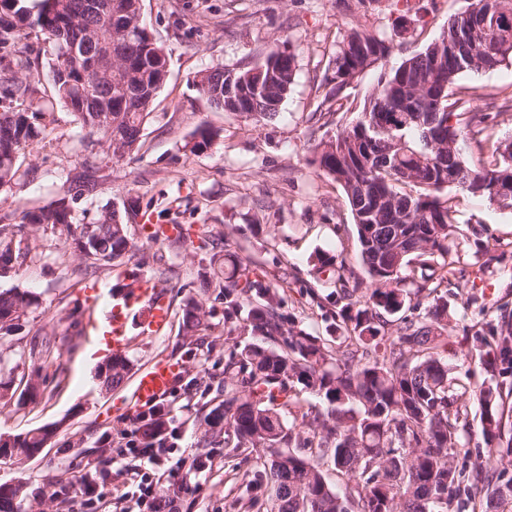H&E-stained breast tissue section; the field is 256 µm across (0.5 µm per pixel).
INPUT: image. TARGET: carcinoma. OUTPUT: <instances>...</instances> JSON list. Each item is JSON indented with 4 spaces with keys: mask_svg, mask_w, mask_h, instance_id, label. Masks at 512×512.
Masks as SVG:
<instances>
[{
    "mask_svg": "<svg viewBox=\"0 0 512 512\" xmlns=\"http://www.w3.org/2000/svg\"><path fill=\"white\" fill-rule=\"evenodd\" d=\"M142 0H0V88L21 108L0 113V187L15 183L22 151L42 139L55 122L42 103L36 84L23 77L32 67V33L53 44L56 63L49 66L55 97L71 111L80 129L102 136V147L122 158L142 146L141 131L167 78V55L146 28ZM482 0L471 6L477 39L476 62L455 60L464 36L458 18L448 20L441 36L406 58L378 81L358 106L356 122L335 137L337 149L317 153L319 168L338 184L356 227L359 260L370 280L366 307L352 302L358 285L324 260L320 269L336 275L346 303L337 314L348 331L336 348L301 329L285 327L279 290L265 280L250 279L241 261L227 258L224 298L228 318L248 307L252 331L263 342L230 350L224 374L236 389L224 404L205 417V433L235 438L237 448H261L272 485L268 512H438L448 504L463 472L449 450L470 435L457 407L459 392L451 384L448 337L444 322L448 306L440 297L428 301L425 317L401 319L395 337L385 340L390 317L405 311L410 273L419 267L455 270L461 254L455 239L453 207L441 192L456 187L491 200L466 184L477 179L512 182V142L494 139L489 114L469 106L484 95L476 88L456 89L471 72L512 65V41L489 37L481 27ZM391 52L384 38L363 29L351 30L336 50L325 81L335 84L317 109L334 113L345 107L339 91L376 67ZM101 70L97 94L87 95V62ZM295 77V57L270 52L255 73L229 69L222 63L196 76L198 93L217 110L256 119L275 115ZM476 142L479 157L468 162L458 142ZM457 142L454 152L438 154L435 144ZM456 180L448 182L449 175ZM0 217V263L17 259L14 237L24 229L50 227L75 244V254L94 274L134 249L127 233L129 212L104 208L91 220L78 216L64 201L24 209L20 221ZM39 306L36 296L15 288L0 291V335L22 329L25 316ZM205 327L202 300L189 299L181 330L195 336ZM499 335L476 331L469 352L485 369L512 372V326L500 320ZM128 371L123 355L112 356V373L102 385H120ZM320 395L325 412L303 427L288 426L281 408L295 403L288 383ZM481 407L480 434L488 446L512 453L509 399L512 388L471 390ZM164 407L142 412V435L152 438L163 428ZM295 444V448L284 445ZM309 449V454L297 452ZM332 459L348 476L344 490L333 488L322 465ZM500 475L485 474L495 485L483 512L497 508L503 497ZM26 494L0 490V512H23Z\"/></svg>",
    "mask_w": 512,
    "mask_h": 512,
    "instance_id": "obj_1",
    "label": "carcinoma"
}]
</instances>
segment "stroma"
Masks as SVG:
<instances>
[{
    "label": "stroma",
    "mask_w": 512,
    "mask_h": 512,
    "mask_svg": "<svg viewBox=\"0 0 512 512\" xmlns=\"http://www.w3.org/2000/svg\"><path fill=\"white\" fill-rule=\"evenodd\" d=\"M420 21L395 31L393 0H143L149 31L167 51L168 78L141 133L137 154L115 158L97 136L73 122L66 107L55 105L57 121L43 139L23 152L20 184L0 188V215L56 200L76 201L89 214L105 206L151 212L156 223L177 222L187 239L172 244L147 242L138 219L128 236L134 254L121 266L95 276L78 272L81 260L52 230L30 231L20 257L0 290L15 288L39 295L40 306L14 336L0 338V358L12 369L11 395L0 397V435H19L49 426L56 435L36 458L16 464L0 460V484L22 481L26 512H65L59 482L83 469L99 476L112 460V483L125 480L115 458L129 420L114 418L116 403L130 400L140 371L156 357L183 362L174 396L165 398L187 454L211 459L198 476L200 486L180 502V512H266L251 505L257 469L234 439L208 436L203 419L224 402V357L230 346L253 342L246 312L224 317V258L231 255L261 274L283 299L290 324L313 336L335 340L340 308L335 279L316 274L319 259L363 278L356 229L342 189L318 168L320 142L353 122L351 112L323 114L317 104L324 77L339 43L354 28L374 31L389 41L392 69L439 38L451 16L471 0H411ZM294 54L295 78L277 116L260 121L211 108L193 86L197 73L216 63L244 70L271 50ZM213 132L210 147L190 146L199 126ZM97 187L77 197L86 169ZM456 240L463 256L450 281L436 288L448 301L445 336L454 344L448 356L457 387L512 384V375H490L471 359L463 338L474 331L496 332L502 306L512 307V214L456 188ZM146 278L162 283L171 320L158 334H144L143 311L131 317L125 352L130 371L124 382L104 391L99 364L100 327L116 285ZM204 299L206 328L196 336L181 332L189 296ZM64 341L49 364L32 362L31 344L43 332ZM43 381L33 403L18 393L33 377ZM458 469L496 471L512 479V456L498 448L469 444L452 449Z\"/></svg>",
    "instance_id": "35a3bbf8"
}]
</instances>
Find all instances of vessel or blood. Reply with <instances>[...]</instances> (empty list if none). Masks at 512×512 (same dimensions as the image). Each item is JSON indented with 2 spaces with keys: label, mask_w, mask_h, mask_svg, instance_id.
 <instances>
[{
  "label": "vessel or blood",
  "mask_w": 512,
  "mask_h": 512,
  "mask_svg": "<svg viewBox=\"0 0 512 512\" xmlns=\"http://www.w3.org/2000/svg\"><path fill=\"white\" fill-rule=\"evenodd\" d=\"M137 308L146 312L148 332L159 333L169 321L171 308L165 288L153 280H140L127 292L114 296L105 315L103 336L112 353L126 349L129 317ZM182 368V362L171 357L154 360L139 374L132 400L117 407L116 415L133 416L166 397Z\"/></svg>",
  "instance_id": "obj_1"
}]
</instances>
